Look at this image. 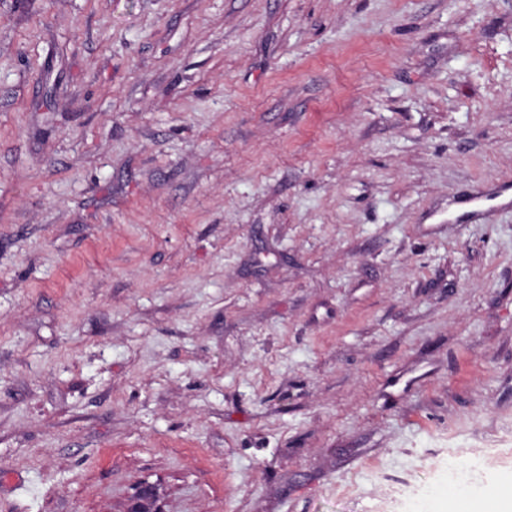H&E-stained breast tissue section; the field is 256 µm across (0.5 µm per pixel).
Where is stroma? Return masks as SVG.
Segmentation results:
<instances>
[{"label":"stroma","instance_id":"stroma-1","mask_svg":"<svg viewBox=\"0 0 512 512\" xmlns=\"http://www.w3.org/2000/svg\"><path fill=\"white\" fill-rule=\"evenodd\" d=\"M511 441L512 0H0V512H442ZM160 499L156 486L141 484L128 497L126 507L121 512H165L161 507Z\"/></svg>","mask_w":512,"mask_h":512}]
</instances>
